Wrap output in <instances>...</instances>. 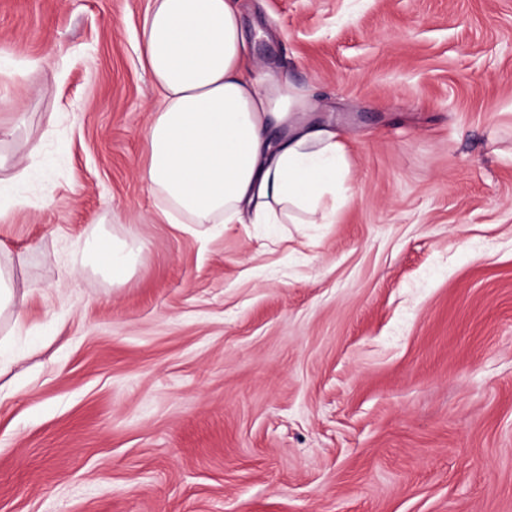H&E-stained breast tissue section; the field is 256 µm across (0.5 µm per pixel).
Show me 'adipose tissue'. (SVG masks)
I'll list each match as a JSON object with an SVG mask.
<instances>
[{"label": "adipose tissue", "instance_id": "1", "mask_svg": "<svg viewBox=\"0 0 512 512\" xmlns=\"http://www.w3.org/2000/svg\"><path fill=\"white\" fill-rule=\"evenodd\" d=\"M142 63L156 100L144 137L142 179L170 224H332L351 197L344 135L311 124L310 103L284 75L249 56L238 0H149ZM0 179V198L26 206L18 188L41 154ZM137 260L120 239L98 238L84 261L125 281Z\"/></svg>", "mask_w": 512, "mask_h": 512}]
</instances>
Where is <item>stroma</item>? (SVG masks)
Masks as SVG:
<instances>
[{
  "instance_id": "1",
  "label": "stroma",
  "mask_w": 512,
  "mask_h": 512,
  "mask_svg": "<svg viewBox=\"0 0 512 512\" xmlns=\"http://www.w3.org/2000/svg\"><path fill=\"white\" fill-rule=\"evenodd\" d=\"M147 0H0V512H512V0H240L348 134L332 224L179 230L140 176ZM95 234L128 280L78 262ZM21 152V161L15 166L13 174L6 178L0 179V206L2 197L10 208L21 209L28 204L25 196L17 191L18 187L25 183L32 170V165H22L23 160L35 161L41 154V144L26 140L18 147ZM136 260L137 255L133 248L114 236L112 240L97 238L90 242L84 251V263L104 269L114 283H122L128 278ZM28 290L17 288L10 271L0 263V324L5 321L11 323V327L18 325L20 308Z\"/></svg>"
}]
</instances>
